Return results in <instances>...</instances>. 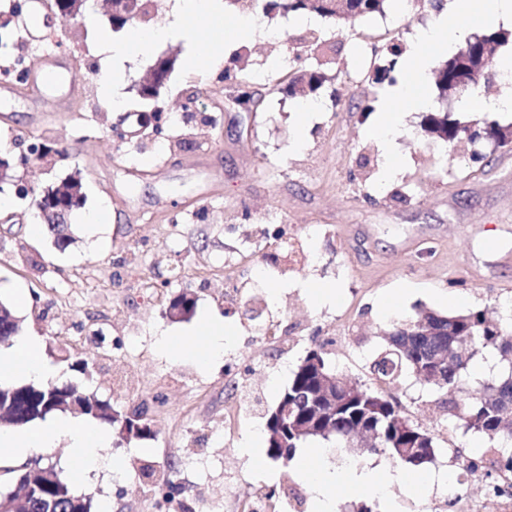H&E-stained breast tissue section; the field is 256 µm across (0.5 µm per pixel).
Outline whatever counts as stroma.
I'll return each instance as SVG.
<instances>
[{
	"mask_svg": "<svg viewBox=\"0 0 512 512\" xmlns=\"http://www.w3.org/2000/svg\"><path fill=\"white\" fill-rule=\"evenodd\" d=\"M447 2L421 0L409 22L391 9L347 24L313 13L274 15L282 39L256 38L245 61L238 49L223 48L213 65L234 79L217 87L185 68L188 37L159 41L125 61L114 98L139 108V80L170 56L174 69L151 107L177 110L193 91L196 109L181 131L138 128L128 144L112 134L117 113L88 92L87 63L100 74L112 69L101 39L112 31L104 11L46 31L45 11L34 6L26 42L70 59L76 96L66 112L34 106L20 91L0 102V156L33 141L56 143L65 157L29 164L17 177L41 190L79 174L86 201L71 216L73 243L60 251L51 232L31 231L34 197L0 189L13 214L0 223V283L27 292L25 304L7 291L0 301L10 304L21 334L41 336L52 383L76 386L122 415L147 408L156 430L153 438L127 440L111 428L109 453L122 469L75 487L92 496L95 512H249L254 487L270 493L272 512L289 498L312 512L311 491L293 462L271 459L262 446L244 452L307 351L322 345L332 370L371 387L381 330L423 308L512 311V147L486 146L484 160L473 162L466 144L452 150L423 136V115L413 112L396 137L399 172L387 180L386 155L360 117V103L381 108L394 90L371 81L389 46L409 52L416 32ZM321 61L325 80L306 97L318 109L303 121L296 106L306 98L287 86ZM217 104L213 127L206 118ZM430 109L464 124L512 126V112H466L455 95L432 94ZM101 205L112 222L92 249L82 218ZM287 235L313 238L318 261L285 279L262 272L264 254ZM228 254L241 257L239 268L225 267ZM310 279L333 284L335 304L311 300L303 287ZM244 281L266 293L287 346L254 341L247 312L225 304V289ZM397 288L395 313H379V301ZM183 293L195 300L193 315L170 316V301ZM205 320L233 331L209 370L158 349L164 335L193 341ZM118 368L137 392L114 385ZM394 394L442 452L422 467L432 483L394 486L392 498L400 512H458L455 493L479 495L498 477L487 465L488 439L449 423L436 393L412 375L402 376ZM451 448L471 455L477 474L450 459Z\"/></svg>",
	"mask_w": 512,
	"mask_h": 512,
	"instance_id": "obj_1",
	"label": "stroma"
}]
</instances>
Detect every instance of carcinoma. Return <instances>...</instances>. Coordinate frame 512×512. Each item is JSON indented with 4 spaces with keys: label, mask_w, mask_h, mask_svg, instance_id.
<instances>
[{
    "label": "carcinoma",
    "mask_w": 512,
    "mask_h": 512,
    "mask_svg": "<svg viewBox=\"0 0 512 512\" xmlns=\"http://www.w3.org/2000/svg\"><path fill=\"white\" fill-rule=\"evenodd\" d=\"M60 17L75 21L90 9L87 0H59ZM391 0H263L266 13L277 10L286 14L316 13L340 21L352 16L357 20L382 15ZM507 40L503 32H487L471 37L437 70L436 86L445 93L453 90V72L460 65L482 66L480 78L498 76L495 59L498 47ZM422 131L452 145L466 139L468 126L450 118L447 112H429L424 116ZM55 195L69 201L85 202L82 184L71 176L50 187ZM54 235V244L66 249L73 241L66 224H47ZM195 303L182 295L170 303V313L185 316L193 312ZM19 324L8 305L0 303V341L17 336ZM385 345L372 361L371 368L381 386L372 389L361 385L336 386L331 391L336 410L331 415L317 416L324 403L327 384L321 372L328 368L324 355L313 360L303 358L293 373L288 387L280 394L275 406L264 415V439L267 454L274 460L289 459L295 449L308 441L319 439L329 444L345 445L355 433L373 430L378 433L380 447L370 453L396 456L408 449L401 461L421 466L434 460L437 442L434 434L413 423L402 411L399 400L388 391L403 373L447 394L462 393L455 399H442L440 406L448 417L468 429L482 433L490 441L512 443V317L491 319L487 312L471 309L448 314L425 311L414 321L395 327L384 336ZM483 351H495L508 363V371L499 379L482 383L475 389L462 388V374L470 361ZM79 403L82 415L106 425L116 423L109 403L80 393L73 386L53 383L0 386V405L10 414H29L21 417L17 427L43 419L47 414L70 410ZM292 407L291 416H275V408ZM135 422L128 431L136 439L154 435L151 421L143 413L134 414ZM70 484L57 472L40 477L29 500L26 512H70L74 509Z\"/></svg>",
    "instance_id": "1"
}]
</instances>
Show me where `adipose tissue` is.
Instances as JSON below:
<instances>
[{"label":"adipose tissue","instance_id":"ef3b65f1","mask_svg":"<svg viewBox=\"0 0 512 512\" xmlns=\"http://www.w3.org/2000/svg\"><path fill=\"white\" fill-rule=\"evenodd\" d=\"M512 25V0H451L429 29L420 31L414 50L401 63L402 85L379 111L377 121L368 129L370 138L381 142L388 151L385 177H394L398 171L394 154V137L400 130L407 113L429 107L430 97L424 74V63L448 34L463 37L475 27L495 28ZM197 29V37L185 65L192 70L207 68L215 58L218 45L228 41L242 44L252 42L257 30L249 17L237 19L232 25L224 23L222 0H181L174 23L167 27L137 28L120 41L110 44L113 58L124 59L148 49L181 30ZM224 327L219 323L206 324L192 348H185L181 341L165 335L158 339L159 350L181 359L191 356L200 370L224 355ZM55 373L43 352L40 336L18 337L9 348H0V382L21 377L30 382L47 380ZM66 436V456L71 470L79 477L99 471H114L119 467L117 458L108 456V432L90 419H75L59 414L53 421L34 427L15 430L0 429V460L24 459L34 448L55 447L59 436ZM324 449L308 448L296 460V465L309 485L316 512H334V494L338 487L346 486L358 492L377 497L386 503V512H398L391 502L389 490L396 484L420 485L424 477L385 466L358 467L346 462L339 466L325 464Z\"/></svg>","mask_w":512,"mask_h":512}]
</instances>
